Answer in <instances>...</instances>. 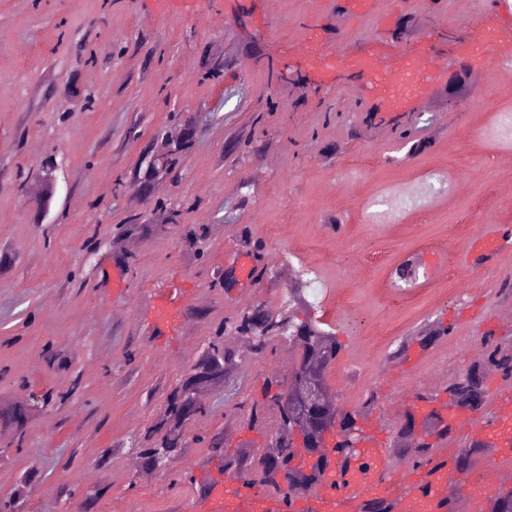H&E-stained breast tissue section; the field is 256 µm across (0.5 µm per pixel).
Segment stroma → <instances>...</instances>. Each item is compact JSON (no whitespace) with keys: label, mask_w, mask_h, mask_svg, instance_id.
<instances>
[{"label":"stroma","mask_w":512,"mask_h":512,"mask_svg":"<svg viewBox=\"0 0 512 512\" xmlns=\"http://www.w3.org/2000/svg\"><path fill=\"white\" fill-rule=\"evenodd\" d=\"M486 22L512 31V0H370L353 20L343 0H191L166 14L155 0H0V505L205 512L198 485L224 474L212 441L264 449L277 415L248 429L249 402L265 376L288 375L294 349L258 355L225 337L234 376L198 391L204 411L184 421L166 473L142 453L148 431L219 330L244 309L284 313L292 287L344 345L335 401L362 408L367 446L409 485L415 452L397 431L410 405L426 397L429 423L451 418L446 388L485 361L487 340L512 350V322L495 319L512 310V243L485 270L458 262L484 225L512 228V60L491 54L487 80L467 54ZM421 24L429 95L380 119L368 73L348 61L321 72L304 48L317 32L381 61ZM213 57L226 63L215 78ZM271 60L288 62L291 84L268 86ZM188 119L197 141L179 171L146 193L123 185ZM21 166L35 173L20 193ZM160 202L177 223L127 230L131 215L158 221ZM419 253L440 272L395 281ZM240 256L263 279L217 287ZM164 302L178 310L167 325ZM441 325L448 335L416 344ZM485 387L461 420L482 424L484 451L468 455L460 432L431 450L437 464L452 448L467 456L478 512L512 491L492 470L512 378L490 368Z\"/></svg>","instance_id":"1"}]
</instances>
